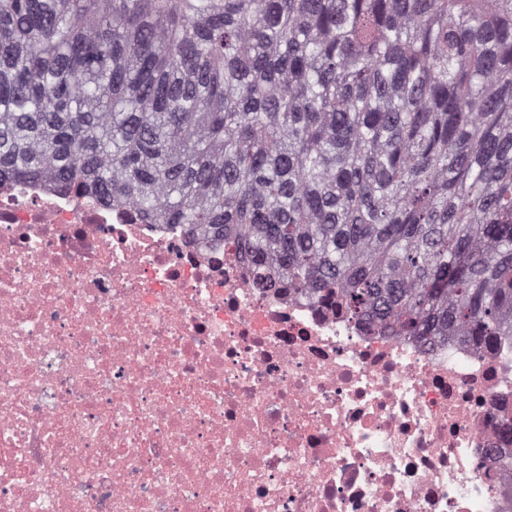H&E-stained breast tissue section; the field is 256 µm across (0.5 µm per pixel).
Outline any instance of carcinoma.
Listing matches in <instances>:
<instances>
[{
    "label": "carcinoma",
    "instance_id": "1",
    "mask_svg": "<svg viewBox=\"0 0 512 512\" xmlns=\"http://www.w3.org/2000/svg\"><path fill=\"white\" fill-rule=\"evenodd\" d=\"M4 180L490 347L512 336V0H0Z\"/></svg>",
    "mask_w": 512,
    "mask_h": 512
}]
</instances>
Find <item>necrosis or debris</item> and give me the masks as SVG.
<instances>
[{
    "label": "necrosis or debris",
    "mask_w": 512,
    "mask_h": 512,
    "mask_svg": "<svg viewBox=\"0 0 512 512\" xmlns=\"http://www.w3.org/2000/svg\"><path fill=\"white\" fill-rule=\"evenodd\" d=\"M512 336L366 332L223 240L0 187V512H512Z\"/></svg>",
    "instance_id": "4bbe7bcc"
}]
</instances>
